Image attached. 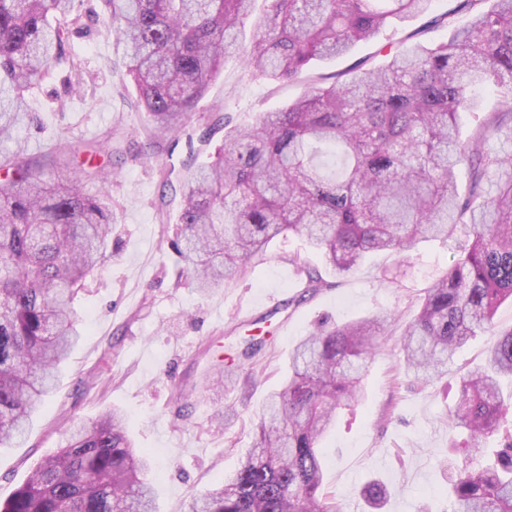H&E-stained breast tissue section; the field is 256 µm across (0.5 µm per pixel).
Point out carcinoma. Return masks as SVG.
Wrapping results in <instances>:
<instances>
[{"label": "carcinoma", "mask_w": 512, "mask_h": 512, "mask_svg": "<svg viewBox=\"0 0 512 512\" xmlns=\"http://www.w3.org/2000/svg\"><path fill=\"white\" fill-rule=\"evenodd\" d=\"M101 0L98 17L122 46L126 75L151 134L187 131L224 54L237 52L275 83L302 78L314 60L349 52L392 20L430 11L433 0ZM458 0L431 18L449 38L415 43L378 68H356L331 84L310 80L287 107L249 128L224 122L214 160L189 166L172 245L201 293L246 271L276 238L304 235L336 275L377 252L404 253L426 238L456 240L453 264L423 289L402 325L407 372L426 383L482 332L494 341L483 364L460 381L449 419L469 432L468 463L448 494L453 512H512V329L494 330L512 300V0ZM462 12L464 26L453 25ZM81 20L76 0H0V143L29 124L28 99L50 71L70 62L66 46ZM252 37L245 40L246 26ZM490 90L499 107L467 140L457 117ZM501 139L497 151L487 149ZM95 143L85 145V180L101 179ZM77 154L42 158L0 151V447L20 443L54 391L58 365L81 337L74 300L111 256L107 191L53 178ZM466 170L469 189L458 190ZM395 322L380 311L343 325H317L288 358L253 447L190 512H341L320 494V443L336 412L359 401L369 360ZM500 434L492 462L481 443ZM152 459L134 447L120 412L108 410L45 457L0 512H155ZM373 508L387 496L371 480Z\"/></svg>", "instance_id": "1"}]
</instances>
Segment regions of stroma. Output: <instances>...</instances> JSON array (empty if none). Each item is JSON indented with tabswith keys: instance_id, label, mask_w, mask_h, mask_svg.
Masks as SVG:
<instances>
[{
	"instance_id": "obj_1",
	"label": "stroma",
	"mask_w": 512,
	"mask_h": 512,
	"mask_svg": "<svg viewBox=\"0 0 512 512\" xmlns=\"http://www.w3.org/2000/svg\"><path fill=\"white\" fill-rule=\"evenodd\" d=\"M96 4L83 0V18L69 45L87 95L70 93L67 68L49 74L29 98L36 120L20 137L35 159L61 141L78 152L87 143L100 144L98 162L118 229L111 261L86 279L75 301L83 332L59 369L54 395L34 416L20 447L0 448V500L66 442L71 427L114 408L136 448L154 461L149 478L158 512H188L191 496L219 487L237 469L252 445L257 414L281 383L301 336L319 322L344 324L378 310L409 321L423 288L451 264L455 247L453 241L429 238L403 255L379 252L312 291L305 287L304 271L324 269L325 261L304 236L290 234L273 241L224 288L198 293L181 275L171 246L181 186L169 183L168 170L188 160V134L211 130L198 155L206 160L224 139L215 126L220 117L249 125L291 104L305 86L269 82L247 69L237 53H228L188 133L148 143L146 115L133 107L135 88L121 72L110 33L96 20ZM424 23L421 17L392 21L372 41L314 62L310 71L332 76L359 64L383 65L389 49L411 45L412 33ZM276 294L289 296L288 308L261 313ZM248 311L253 317L247 321ZM491 341L490 334L476 336L457 351L438 384L425 385L407 374L399 335L387 337L365 375L362 401L340 411L321 443L326 496L343 512H365L361 488L377 479L388 489L381 512H451L445 493L450 470L465 459L449 451L464 435L448 411L461 377L483 363ZM253 342L260 351L242 360ZM227 358L238 363L233 383L219 394L206 390L205 373ZM179 397L188 404L184 418L174 414ZM445 456L450 462L444 469L438 461Z\"/></svg>"
}]
</instances>
